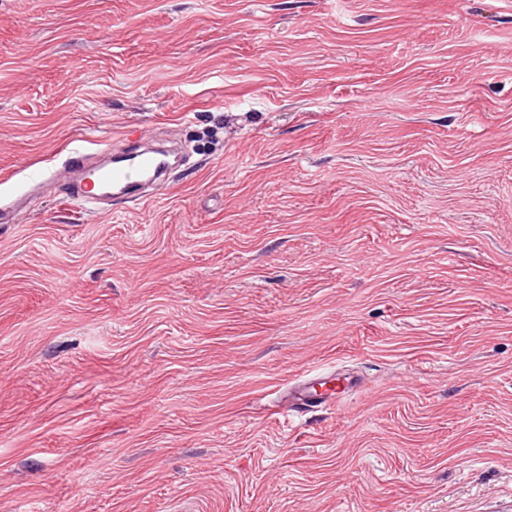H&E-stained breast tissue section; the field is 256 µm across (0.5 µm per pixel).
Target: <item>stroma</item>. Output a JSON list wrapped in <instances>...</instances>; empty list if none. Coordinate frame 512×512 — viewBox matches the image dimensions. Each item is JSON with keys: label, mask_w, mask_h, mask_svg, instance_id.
I'll use <instances>...</instances> for the list:
<instances>
[{"label": "stroma", "mask_w": 512, "mask_h": 512, "mask_svg": "<svg viewBox=\"0 0 512 512\" xmlns=\"http://www.w3.org/2000/svg\"><path fill=\"white\" fill-rule=\"evenodd\" d=\"M140 138L0 192V512H512V0H0V178ZM169 151H145L131 157L127 162L103 164L94 169L95 179L79 186L76 196L89 211H96L99 199L112 192L136 195L140 186L165 174L170 167ZM80 196V197H79ZM355 387L357 383L352 377L336 379L334 373L309 376L288 391V410L303 413L323 405H334Z\"/></svg>", "instance_id": "35a3bbf8"}]
</instances>
